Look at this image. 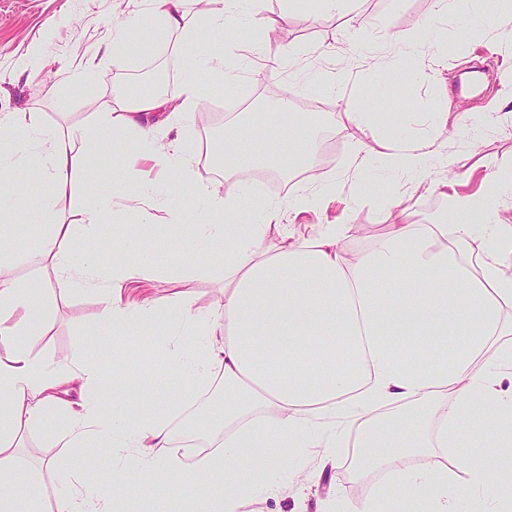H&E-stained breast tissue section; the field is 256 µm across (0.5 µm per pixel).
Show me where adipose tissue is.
Segmentation results:
<instances>
[{
    "label": "adipose tissue",
    "mask_w": 512,
    "mask_h": 512,
    "mask_svg": "<svg viewBox=\"0 0 512 512\" xmlns=\"http://www.w3.org/2000/svg\"><path fill=\"white\" fill-rule=\"evenodd\" d=\"M145 3L143 15L114 22L112 46L139 52L131 31L156 24L177 52L197 56L196 76L178 95L125 91L94 113L98 131L113 136L112 192L89 201L76 224L53 216L75 183L98 182L100 171L86 157L99 144L79 126L49 129L22 112L1 116L0 207L35 206L52 217L36 249L51 263L58 292L94 287L114 336H161L167 370L182 390L160 399V412L135 416L128 404L101 400L112 382L134 377L132 365L107 369L79 353L53 363L34 355L29 343L44 326L45 305L0 258V512H27L37 477L17 449L33 427L47 446L104 448L112 456L108 473L91 457L79 459L53 512H117L131 497L148 504L157 492L187 512H241L246 500L264 499L300 475L319 484L337 463L339 435L328 422L340 416L361 421L358 467L386 479L357 502L336 493L321 512H459L464 503L470 512H512V388L501 385L512 376V216L498 205L512 196V182L446 195L451 224L439 213L408 222L386 201L379 211L386 233L354 256L345 248L351 225L317 224L294 235L280 222L284 212L317 209L335 181L318 175L307 192L259 206L236 173L268 161L286 174L308 170L316 132L297 123L262 138L249 124L226 130L220 185L200 174L191 151L155 140L159 128L196 111L215 77L234 88L220 40L225 25L249 28L254 16L241 13L237 0H204L193 16L185 0ZM348 123L378 138L377 148L358 145L363 166L422 177L447 163L439 130L406 138L389 112H352ZM142 153L154 180L141 181L132 163ZM17 166L45 185L42 197L30 199L7 176ZM158 183L183 201L170 236L203 235L224 250V296L209 307L186 293L123 301L124 285L142 276L127 259L144 246L136 228L114 235L111 265L91 254L73 260L113 205L150 223ZM199 199L203 224L194 210ZM241 215L247 224H233ZM273 227L281 244L271 251L263 243ZM69 385L77 399L63 397ZM201 410L222 437L214 449L192 452L187 444L199 435L193 421ZM477 448L483 457L474 456Z\"/></svg>",
    "instance_id": "ef3b65f1"
}]
</instances>
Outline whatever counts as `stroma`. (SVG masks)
<instances>
[{
	"label": "stroma",
	"instance_id": "obj_1",
	"mask_svg": "<svg viewBox=\"0 0 512 512\" xmlns=\"http://www.w3.org/2000/svg\"><path fill=\"white\" fill-rule=\"evenodd\" d=\"M142 0H0V114L32 112L46 127L91 126V96L111 100L116 84H139L141 72L161 66L175 84H182L192 72V57L176 53L154 28L146 26L132 34L134 41L148 43L142 54L111 49L97 58L98 47L109 41L116 19L142 12ZM240 8L256 13L271 31L229 29L227 42L252 48L255 55L274 59L288 48L301 52L302 69L333 72L338 60L330 54L343 46L353 70L335 88L307 91L303 81L283 72L263 78L252 71L239 73L230 92L209 91L205 102L171 130H160L159 145L178 143L195 149L200 138L215 142L235 115L216 111L217 103L235 102L248 112H273V121L286 125L304 121L317 125L327 118V132L335 138V153L327 176L341 181L342 193L317 213L284 215L295 235H308L314 224H349L353 234L346 242L349 253L366 250L384 227L377 223L374 205L379 198L398 201L409 221L423 222L444 208L438 188L430 182L415 184L404 175L382 177L362 172L353 160L352 140L345 128L346 115L358 111L361 100L371 109L393 112L401 130L419 134L430 127L443 128L448 168L456 174L454 188L462 194L484 191L489 180L512 179V114L494 111L492 101L505 87L502 70L512 71V23L495 29L467 27L461 22L463 0H448V10L439 15L434 0H351L346 12L337 17L312 18L307 0H242ZM395 52L416 56L422 72L414 79L393 80L385 67L367 69L365 62ZM92 66L91 84H74L68 79L75 69ZM291 92L294 102L287 111H277L282 91ZM483 116L480 131H468L470 117ZM178 200L154 210L152 225H141L149 248L131 255V262L146 271V279L127 284L122 296L129 302L160 298L176 292L194 296L205 307L224 294V274L171 279L164 267L180 259L173 241L156 237L153 227L168 224L178 212ZM14 223L11 244L15 276L39 288L47 309V323L31 340L34 354L49 360L75 351L77 343L92 328L103 325L102 304L96 291L86 289L59 296L54 288V271L35 253V244L47 228L38 210L22 219L10 211L0 212V223ZM346 433L338 456L343 465L325 471L319 485L299 476L262 503L246 502L242 512H318L321 500L343 489L353 500L364 497L379 480L377 471L357 467L355 445L360 430L357 422L342 418ZM95 457L99 469L112 467L102 450L49 448L34 430L25 433L23 465L39 475L32 493L36 512H51L55 499L66 486L70 460Z\"/></svg>",
	"mask_w": 512,
	"mask_h": 512
}]
</instances>
